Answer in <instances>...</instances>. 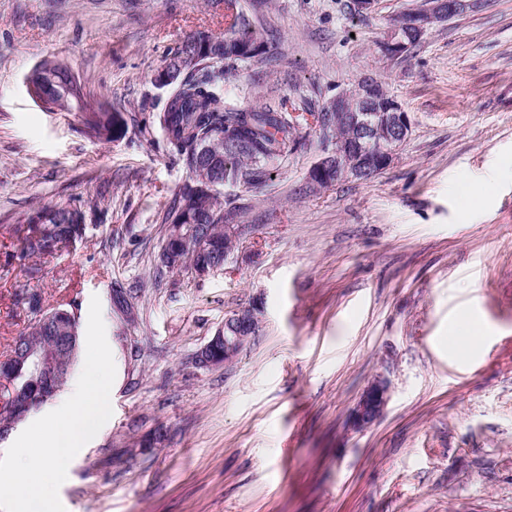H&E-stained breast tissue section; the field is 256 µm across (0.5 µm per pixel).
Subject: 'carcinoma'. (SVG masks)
Here are the masks:
<instances>
[{"label":"carcinoma","mask_w":512,"mask_h":512,"mask_svg":"<svg viewBox=\"0 0 512 512\" xmlns=\"http://www.w3.org/2000/svg\"><path fill=\"white\" fill-rule=\"evenodd\" d=\"M229 32H199L170 51L164 65L175 71L174 81L166 89L162 107L152 115V122L140 133L152 137L159 130L170 156L190 175L179 189L165 224L161 258L171 270L199 273L220 261L229 249L224 225L235 222L239 208L224 201V185L235 183L258 189L270 180L271 172L282 160L305 147L311 128L317 124H335L336 114L326 107L316 112H290L283 105L265 104L250 110L233 103L224 85L238 71L239 65L260 60L267 52V41L238 13L228 15ZM42 105L50 112H82L84 132L99 140L112 141L114 110L104 99L85 100L80 84L69 91L60 83L44 82L39 87ZM206 172L212 182L210 193L200 194L193 177ZM81 207L45 205L26 219L27 227L20 242V257H47L82 239L86 231ZM181 222L196 225L195 233L205 239L200 248L184 247L173 239L169 225ZM29 311H42L57 330L79 328L73 312L48 308L38 293L18 301ZM52 332L31 321L18 339L35 346L47 359L65 357L68 371L51 383L58 391L75 367L79 352L65 354L48 339Z\"/></svg>","instance_id":"cac0c4a2"}]
</instances>
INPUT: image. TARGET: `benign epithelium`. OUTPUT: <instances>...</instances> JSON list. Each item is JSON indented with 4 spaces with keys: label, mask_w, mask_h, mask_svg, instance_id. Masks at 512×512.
<instances>
[{
    "label": "benign epithelium",
    "mask_w": 512,
    "mask_h": 512,
    "mask_svg": "<svg viewBox=\"0 0 512 512\" xmlns=\"http://www.w3.org/2000/svg\"><path fill=\"white\" fill-rule=\"evenodd\" d=\"M469 0H422V3L404 15L389 18L384 38L380 41V53L390 59L408 54L409 40L416 36L424 39L436 24L443 23L461 13ZM64 64L45 59L37 63L26 75L29 90L36 84L54 77ZM380 81L374 76L361 77L353 90L338 93L329 101L330 110L336 113V125L349 130V136L341 141L326 138L324 149L308 172V184L315 190L331 187L348 179L367 182L394 161L397 151L411 133V120L400 103L394 99L381 103L377 98ZM256 318L251 310H243L233 316L227 336L218 332L194 356L201 367L220 366L235 358L251 339ZM11 364L28 365L44 381L54 378L56 367L25 347L0 360V369ZM54 393L39 395L14 390L8 399L11 410L0 421V441L6 439L19 424L34 411L51 401ZM387 388L377 381L358 402L353 420L358 426L373 423L384 411Z\"/></svg>",
    "instance_id": "1"
}]
</instances>
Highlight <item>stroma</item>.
Here are the masks:
<instances>
[{"label": "stroma", "instance_id": "35a3bbf8", "mask_svg": "<svg viewBox=\"0 0 512 512\" xmlns=\"http://www.w3.org/2000/svg\"><path fill=\"white\" fill-rule=\"evenodd\" d=\"M264 63L227 85L251 109L320 108L363 74L412 122L370 182L310 190L317 134L261 189L225 187L239 243L198 278L162 269L167 209L187 181L161 136L153 83L169 49L224 32L222 0H0V358L31 314L20 290L87 322L99 297L116 366L112 416L71 461L66 512H512V0L380 55L390 16L418 0H236ZM67 63L121 113L115 141L49 112L24 77ZM79 205L82 241L31 280L15 230L42 205ZM135 290V316L112 308ZM259 331L228 364L192 356L233 313ZM481 342L464 350L465 332ZM383 415L352 411L374 381Z\"/></svg>", "mask_w": 512, "mask_h": 512}]
</instances>
